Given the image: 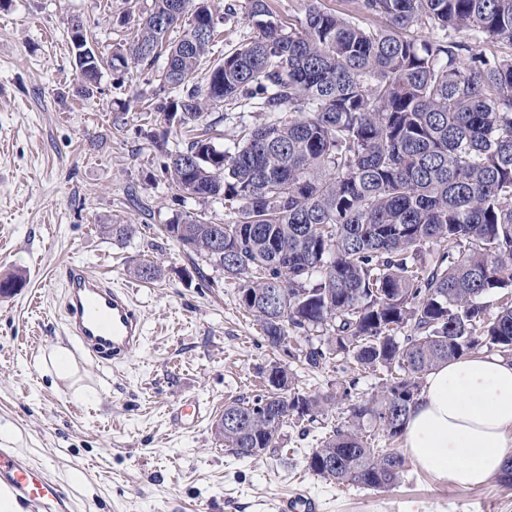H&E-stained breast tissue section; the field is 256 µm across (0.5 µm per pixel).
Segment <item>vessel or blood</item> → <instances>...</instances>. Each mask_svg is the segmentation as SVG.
<instances>
[{"instance_id":"vessel-or-blood-1","label":"vessel or blood","mask_w":512,"mask_h":512,"mask_svg":"<svg viewBox=\"0 0 512 512\" xmlns=\"http://www.w3.org/2000/svg\"><path fill=\"white\" fill-rule=\"evenodd\" d=\"M66 284L64 326L75 342L71 354L79 360L109 364L131 356L144 341L140 309L129 293L109 279L70 265ZM7 493L22 512H79L49 472L34 467L18 449L0 443V493ZM279 512H316L315 500L295 493L281 498Z\"/></svg>"}]
</instances>
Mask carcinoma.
<instances>
[{
  "instance_id": "1",
  "label": "carcinoma",
  "mask_w": 512,
  "mask_h": 512,
  "mask_svg": "<svg viewBox=\"0 0 512 512\" xmlns=\"http://www.w3.org/2000/svg\"><path fill=\"white\" fill-rule=\"evenodd\" d=\"M226 16L214 0H152L110 55L71 38L86 86L166 56L156 141L176 196L224 201V223L177 215L160 233L189 258L241 281L239 305L267 347L301 353L308 369L332 360L381 372L377 391L309 395L288 364L270 363L267 389L224 404L216 436L238 457L279 447L289 417L311 423L348 402L345 421L305 457L338 485L383 491L406 458L381 448L405 434L431 371L495 351L512 358V0H356L334 13L312 0L298 23L249 0L254 38L197 73ZM187 23L171 42V30ZM431 30L424 39L420 26ZM471 32V41L457 39ZM260 112L234 149L214 144L224 115ZM192 129L166 149L172 128ZM121 246L136 224L103 225ZM127 272L160 279L157 264ZM304 339L290 345V339Z\"/></svg>"
}]
</instances>
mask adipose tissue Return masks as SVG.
I'll list each match as a JSON object with an SVG mask.
<instances>
[{"instance_id":"obj_1","label":"adipose tissue","mask_w":512,"mask_h":512,"mask_svg":"<svg viewBox=\"0 0 512 512\" xmlns=\"http://www.w3.org/2000/svg\"><path fill=\"white\" fill-rule=\"evenodd\" d=\"M512 362L476 356L439 366L426 378L405 440L425 472L458 488L480 485L512 455Z\"/></svg>"}]
</instances>
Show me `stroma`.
<instances>
[{
  "label": "stroma",
  "instance_id": "35a3bbf8",
  "mask_svg": "<svg viewBox=\"0 0 512 512\" xmlns=\"http://www.w3.org/2000/svg\"><path fill=\"white\" fill-rule=\"evenodd\" d=\"M237 16L222 25L209 64L251 40L247 0H223ZM152 0H0V278L23 285L0 295V427L32 463L64 481L82 512H276L302 491L319 512H512V487L487 478L460 489L407 462L398 487L381 492L336 485L309 472L306 455L340 420L288 421L280 447L241 458L212 431L230 397L263 387L272 352L240 307L239 281L212 266L185 280L190 263L159 232L174 215L224 219L220 200L174 198L154 143L163 88L157 59L116 85L103 70L83 90L70 28L89 23L95 49L112 52L132 36ZM105 224H137L124 246ZM161 264L165 276H130L132 255ZM79 264L129 289L145 319L142 348L111 366L75 364L59 379L39 369L64 334L65 266ZM294 384L314 395L356 380L358 395L377 375L328 364L289 362ZM195 398L197 422L175 419Z\"/></svg>",
  "mask_w": 512,
  "mask_h": 512
}]
</instances>
